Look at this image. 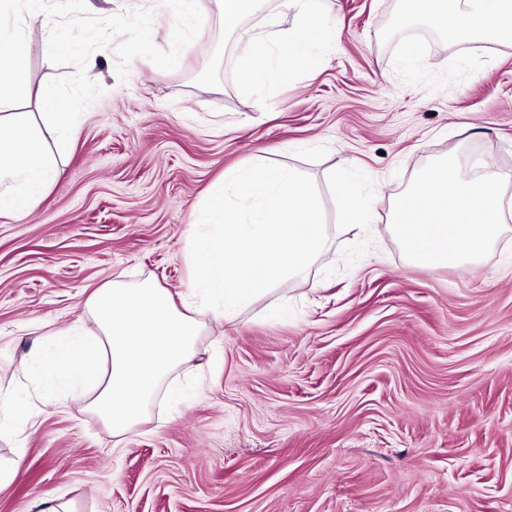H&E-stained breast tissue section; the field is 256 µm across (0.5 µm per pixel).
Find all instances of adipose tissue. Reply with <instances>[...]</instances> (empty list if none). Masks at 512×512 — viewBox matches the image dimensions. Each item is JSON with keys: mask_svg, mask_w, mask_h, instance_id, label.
Returning <instances> with one entry per match:
<instances>
[{"mask_svg": "<svg viewBox=\"0 0 512 512\" xmlns=\"http://www.w3.org/2000/svg\"><path fill=\"white\" fill-rule=\"evenodd\" d=\"M224 29L237 34L241 45L236 61L237 87L252 93L265 80L287 81L290 73L306 68L312 54L310 35L323 42L336 40L337 31L327 26L318 0H281L283 14L297 24L278 40L277 51L244 29L247 18L260 13L266 0H219ZM406 17H422L449 36L468 40L491 38L512 41V0H403ZM56 157L42 145L41 132L16 126L10 139H0V214L26 217L46 197Z\"/></svg>", "mask_w": 512, "mask_h": 512, "instance_id": "obj_1", "label": "adipose tissue"}]
</instances>
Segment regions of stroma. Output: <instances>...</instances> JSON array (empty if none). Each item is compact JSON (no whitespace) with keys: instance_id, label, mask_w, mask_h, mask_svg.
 I'll use <instances>...</instances> for the list:
<instances>
[{"instance_id":"stroma-1","label":"stroma","mask_w":512,"mask_h":512,"mask_svg":"<svg viewBox=\"0 0 512 512\" xmlns=\"http://www.w3.org/2000/svg\"><path fill=\"white\" fill-rule=\"evenodd\" d=\"M172 71L115 45L87 73L103 89L28 216H0V393L40 342L88 322L112 281L179 296L193 217L225 170L255 159L310 175L329 250L229 324L208 323L127 433L85 399L33 396L23 435L0 437V512H512V236L474 262L408 264L387 214L429 161L512 166V42H458L420 20L389 32L401 0H320L335 43L252 94L218 0ZM95 16L157 0H88ZM51 21L24 18L28 95L0 123L44 127L39 95L73 66L47 57ZM341 172L347 184L329 183ZM369 208L356 224L354 211Z\"/></svg>"}]
</instances>
